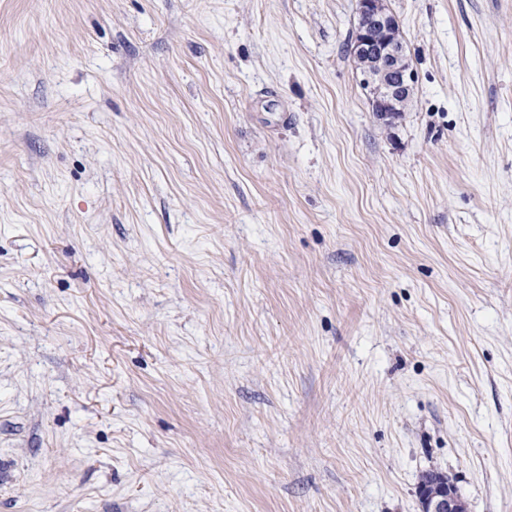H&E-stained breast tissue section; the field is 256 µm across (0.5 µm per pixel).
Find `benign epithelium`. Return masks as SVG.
<instances>
[{"label": "benign epithelium", "instance_id": "1", "mask_svg": "<svg viewBox=\"0 0 512 512\" xmlns=\"http://www.w3.org/2000/svg\"><path fill=\"white\" fill-rule=\"evenodd\" d=\"M357 32L352 55L362 64L373 111L389 124L398 122L411 99L416 74L404 44L396 38L399 23L385 0H357ZM421 512H467L464 499L437 483L417 488Z\"/></svg>", "mask_w": 512, "mask_h": 512}]
</instances>
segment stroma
I'll use <instances>...</instances> for the list:
<instances>
[{
	"instance_id": "stroma-1",
	"label": "stroma",
	"mask_w": 512,
	"mask_h": 512,
	"mask_svg": "<svg viewBox=\"0 0 512 512\" xmlns=\"http://www.w3.org/2000/svg\"><path fill=\"white\" fill-rule=\"evenodd\" d=\"M0 0V512H512V0ZM357 14L356 39L352 46L351 38L348 50L362 64L373 112L395 124L405 112L416 83L406 48L396 38L399 23L385 0H358ZM417 496L422 512H467L464 499L448 485L438 483L424 485L417 488Z\"/></svg>"
}]
</instances>
